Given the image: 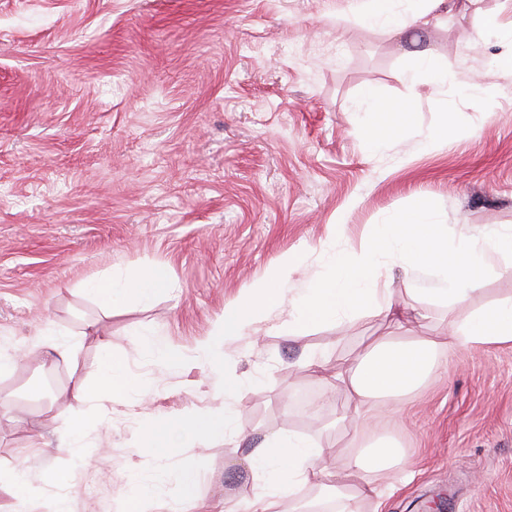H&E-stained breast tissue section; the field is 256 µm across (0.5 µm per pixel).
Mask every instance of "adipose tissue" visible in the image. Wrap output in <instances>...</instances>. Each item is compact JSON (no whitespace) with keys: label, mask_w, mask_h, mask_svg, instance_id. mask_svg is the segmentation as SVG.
Returning a JSON list of instances; mask_svg holds the SVG:
<instances>
[{"label":"adipose tissue","mask_w":512,"mask_h":512,"mask_svg":"<svg viewBox=\"0 0 512 512\" xmlns=\"http://www.w3.org/2000/svg\"><path fill=\"white\" fill-rule=\"evenodd\" d=\"M399 2L372 0L366 22L399 32L407 15L426 22L450 14L453 4V0H407L409 9L404 12L398 8ZM493 252L512 255L511 227L488 224L477 233L452 236L432 205L420 203L411 212L394 214L386 223L374 225L361 251L332 253L323 272L292 296L287 290L296 261L283 257L267 276L253 283L246 296L225 306L224 317L215 324L200 356L210 365H223L228 346L265 322L286 295L292 306L288 333L296 337L308 336L325 324L343 322L353 314L368 313L391 323L394 335L375 343L343 369H331L326 353L309 347L303 350V363L315 379L343 390L353 419L376 421L384 414V400L407 397L424 383L440 353L512 344V297L452 320L447 335H412L406 308L395 303L390 282L381 279L384 260L434 269L437 278L432 287L412 288L408 294L421 311H452L481 293ZM171 286L167 269L153 266L132 277L112 274L85 281L80 291L109 312L127 304L148 305ZM99 346L100 364L74 395L79 407L62 442L77 468L86 464L81 449L91 432L89 414L97 403L119 396L139 404L145 396L140 378L113 355L110 342L101 340ZM239 432L228 405L220 414L202 411L190 418L172 416L148 426L144 445L164 456L187 438H223ZM401 458V447L386 437L368 438L342 453L334 445L314 443L302 434L271 433L242 460L254 490L245 507L247 512H275L281 502L293 498L299 486L311 484L330 489L337 512H357L361 500L378 494L369 473L389 471Z\"/></svg>","instance_id":"adipose-tissue-1"}]
</instances>
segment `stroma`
<instances>
[{
	"label": "stroma",
	"instance_id": "obj_1",
	"mask_svg": "<svg viewBox=\"0 0 512 512\" xmlns=\"http://www.w3.org/2000/svg\"><path fill=\"white\" fill-rule=\"evenodd\" d=\"M451 16L394 35L367 24L366 0H0V350L97 323L75 361L20 362L0 376V474L26 467V500L0 489V512H47L72 474L73 512H123L135 480L187 469L199 477L186 512H222L251 496L236 467L248 437L302 433L353 444L345 396L299 363L304 345L332 367L387 335L360 315L310 336L288 334L289 298L259 325L260 345L236 341L223 369L196 355L224 308L283 256L298 259L291 288L323 271L332 248L363 246L373 225L429 201L449 234L512 226V74L490 33L512 26V0H458ZM424 50L459 87L403 80ZM479 82L472 98L465 83ZM408 103L390 135L365 120V90ZM381 137L377 150L372 138ZM428 151H420L421 142ZM484 290L456 310L512 296V257L495 254ZM166 266L173 286L147 306L104 314L79 291L89 279ZM152 328L182 357L165 373L141 350ZM148 382L145 403L102 402L72 470L59 444L70 397L100 357L99 338ZM237 438H194L167 457L140 449L164 417L222 408ZM377 435L401 446L405 471L372 474L379 498L361 512H512V346H474L443 361Z\"/></svg>",
	"mask_w": 512,
	"mask_h": 512
}]
</instances>
